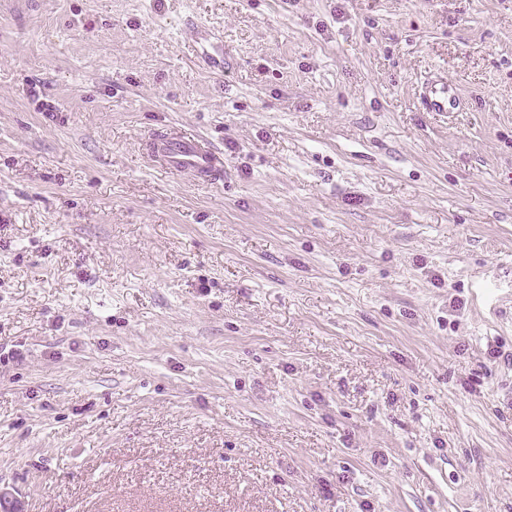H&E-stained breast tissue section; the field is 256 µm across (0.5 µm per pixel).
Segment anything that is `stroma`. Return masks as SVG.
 <instances>
[{
    "instance_id": "35a3bbf8",
    "label": "stroma",
    "mask_w": 512,
    "mask_h": 512,
    "mask_svg": "<svg viewBox=\"0 0 512 512\" xmlns=\"http://www.w3.org/2000/svg\"><path fill=\"white\" fill-rule=\"evenodd\" d=\"M5 346L16 512H512V0H0ZM421 104L426 112H454L459 106V99L448 82L436 80L426 87ZM154 154L163 158L173 170H192L201 178L216 174L222 164L219 154L193 137L158 135Z\"/></svg>"
}]
</instances>
